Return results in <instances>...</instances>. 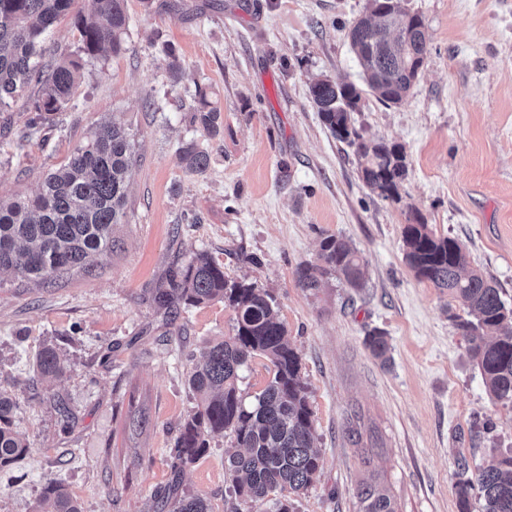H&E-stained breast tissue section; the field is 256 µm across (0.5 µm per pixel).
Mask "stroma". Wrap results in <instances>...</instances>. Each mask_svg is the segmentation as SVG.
I'll return each instance as SVG.
<instances>
[{
	"label": "stroma",
	"instance_id": "obj_1",
	"mask_svg": "<svg viewBox=\"0 0 512 512\" xmlns=\"http://www.w3.org/2000/svg\"><path fill=\"white\" fill-rule=\"evenodd\" d=\"M405 6L421 15L429 51L396 105L363 88L350 47L368 0H127L122 50L85 62L52 122L33 123L29 90L0 114V198L34 193L102 121L135 139L129 220L94 271L51 284L0 276V390L29 445L0 468V512H33L51 481L82 512H162L158 494L172 483L226 512L231 437H212L179 471L170 455L196 405L191 362L234 326L220 300L174 319L154 305L156 286L194 251L271 293L301 358L322 467L294 512H357L371 479L397 512H458L456 457L477 470L512 448V406L488 393L452 320L466 307L414 276L402 235L417 216L457 239L512 303V0ZM167 42L183 65L177 83ZM321 77L361 86L354 129L401 148L398 200L365 184L353 147L322 122L309 94ZM198 82L220 112L214 138L193 121ZM191 137L210 153L201 174L178 162ZM330 235L357 250L363 287L333 275L313 290L300 283ZM376 328L391 345L385 365L365 346ZM46 346L62 375L36 373Z\"/></svg>",
	"mask_w": 512,
	"mask_h": 512
}]
</instances>
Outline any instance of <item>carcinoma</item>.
I'll use <instances>...</instances> for the list:
<instances>
[{"mask_svg": "<svg viewBox=\"0 0 512 512\" xmlns=\"http://www.w3.org/2000/svg\"><path fill=\"white\" fill-rule=\"evenodd\" d=\"M73 0H0V112H8L28 86L36 88L32 108L45 122L70 102L82 61L107 48L122 49L129 27L126 0H84L74 16L79 44L70 58L44 60L43 43L56 20L69 12ZM372 18L349 31L353 53L364 83L386 105L400 103L412 89L428 52L421 17L404 0H371ZM310 96L331 133L355 147L363 181L385 199L398 200L407 168L401 150L384 140L367 142L351 125V112L361 99L352 83L318 80ZM197 119L209 136L220 134L219 111L211 106L207 87L194 95ZM132 135L124 126L104 123L78 145L67 163L47 173L31 195L0 198V274L47 282L75 269L91 271L98 257L112 250V229L127 220L128 174ZM178 159L191 173L205 171L207 149L191 139L182 143ZM404 259L415 276L448 291L467 305V317L453 316L465 336L467 351L478 367L486 389L496 400L512 405V306L500 288L470 266L458 240L437 237L419 217L403 228ZM324 267L298 272L303 287L314 289L331 272L351 287L364 280L356 251L331 235L321 245ZM222 300L235 314L234 335L209 345L188 375L197 406L184 420L175 442L180 465L195 462L216 434H229L238 451L228 455L235 504L260 502L275 492L298 494L321 470L307 387L301 378L298 353L288 340L275 311L273 297L254 284L233 281L207 253L196 251L169 270L153 292V302L170 313L182 304L195 306ZM366 344L381 363L390 361L387 336L375 331ZM270 362L266 387L248 403L240 392L239 370L248 359ZM65 364L55 349L45 347L37 358L42 376L59 375ZM12 400L0 393V466L29 451L14 433ZM454 485L458 512H471L473 491L483 498V512H512V450L486 468L472 471L463 456L455 460ZM359 512H396L386 491L363 483ZM35 512H81L64 485L48 483ZM172 512H210L205 499L183 495Z\"/></svg>", "mask_w": 512, "mask_h": 512, "instance_id": "cac0c4a2", "label": "carcinoma"}]
</instances>
